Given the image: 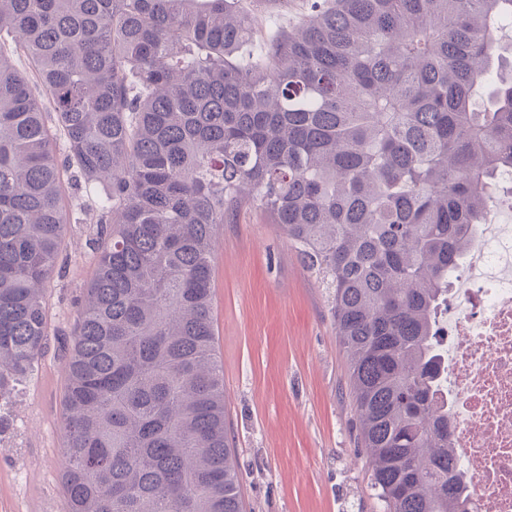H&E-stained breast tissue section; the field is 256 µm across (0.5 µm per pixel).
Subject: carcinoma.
Returning <instances> with one entry per match:
<instances>
[{"label": "carcinoma", "mask_w": 512, "mask_h": 512, "mask_svg": "<svg viewBox=\"0 0 512 512\" xmlns=\"http://www.w3.org/2000/svg\"><path fill=\"white\" fill-rule=\"evenodd\" d=\"M239 2L0 0V410L46 345L67 185L100 187L67 512H243L213 262L255 208L325 288L387 512H473L438 314L512 171V0H305L258 54Z\"/></svg>", "instance_id": "carcinoma-1"}]
</instances>
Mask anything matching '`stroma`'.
I'll list each match as a JSON object with an SVG mask.
<instances>
[{"label": "stroma", "mask_w": 512, "mask_h": 512, "mask_svg": "<svg viewBox=\"0 0 512 512\" xmlns=\"http://www.w3.org/2000/svg\"><path fill=\"white\" fill-rule=\"evenodd\" d=\"M302 2L266 0L255 15L256 43L298 22ZM98 195L81 193L69 213L67 274L46 291V349L5 408L13 428L0 438V512L67 510L63 357L94 267L88 240ZM220 239L215 346L244 512H386L357 439L348 364L324 288L258 210L241 212Z\"/></svg>", "instance_id": "stroma-1"}]
</instances>
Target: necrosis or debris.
<instances>
[{"mask_svg": "<svg viewBox=\"0 0 512 512\" xmlns=\"http://www.w3.org/2000/svg\"><path fill=\"white\" fill-rule=\"evenodd\" d=\"M441 314L458 466L477 512H512V205L496 204Z\"/></svg>", "mask_w": 512, "mask_h": 512, "instance_id": "4bbe7bcc", "label": "necrosis or debris"}]
</instances>
